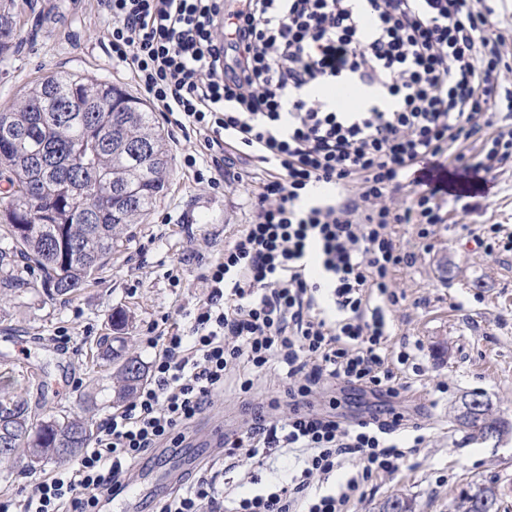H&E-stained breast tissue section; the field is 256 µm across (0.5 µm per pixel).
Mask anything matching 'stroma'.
Here are the masks:
<instances>
[{"mask_svg":"<svg viewBox=\"0 0 512 512\" xmlns=\"http://www.w3.org/2000/svg\"><path fill=\"white\" fill-rule=\"evenodd\" d=\"M10 7L16 47L0 57V112L54 72H76L140 95L129 71L112 59L107 20L94 0H10ZM160 126L169 179L104 270L66 300L47 296L37 282L0 288V382L10 383L32 419L78 416L98 430L117 398L116 364L99 346L112 333V313L123 311L129 319L113 349L152 366L150 337L206 297L209 263L249 217L244 190L195 180L184 165L190 143L168 121ZM467 185L470 197L449 203L448 222L429 244H419L410 228L397 232L417 261L395 276L401 299L392 343L413 346L419 373H408L409 389L398 398L357 390L339 395L348 413L392 407L425 425L428 435L399 472L374 481L361 512H380L393 496L412 501L415 512H453L462 490L491 482L504 488L499 512H512V434L494 446L480 443L454 418L462 395L478 391L512 423V254H487L472 237L483 224L512 232V160L469 175ZM63 333L70 337L64 347L56 340ZM441 380L447 392L436 391ZM235 389L234 380H226L211 412L197 422L186 455H205L215 426L227 432L243 427L249 411ZM57 467L17 454L0 463V497L31 488Z\"/></svg>","mask_w":512,"mask_h":512,"instance_id":"obj_1","label":"stroma"}]
</instances>
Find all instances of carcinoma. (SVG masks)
Returning a JSON list of instances; mask_svg holds the SVG:
<instances>
[{"mask_svg":"<svg viewBox=\"0 0 512 512\" xmlns=\"http://www.w3.org/2000/svg\"><path fill=\"white\" fill-rule=\"evenodd\" d=\"M16 35L11 8H0V56L9 53ZM90 105L92 112H70L75 103ZM6 159L0 160V177L10 186L8 199L0 201V287L27 285L22 273L39 277L56 295L81 288L107 265L118 240L140 223L163 191L168 170L165 139L154 113L138 97L108 82L76 73L52 74L30 88L10 112H0V141ZM40 182L48 190L70 182L83 190L81 205L93 215L86 224L68 202L53 208L29 193ZM32 225L29 234L20 225ZM51 248L54 260L42 259ZM118 400L134 393L147 377L136 357L121 358ZM459 425L475 440L487 432L497 436L512 432L485 395H466L457 415ZM0 431L10 448L0 446V461L24 447L30 460L52 458L62 446L86 447L90 430L78 418L60 423L50 417L38 423L21 403L0 396ZM498 487L477 486L461 492L455 512H498Z\"/></svg>","mask_w":512,"mask_h":512,"instance_id":"obj_1","label":"carcinoma"}]
</instances>
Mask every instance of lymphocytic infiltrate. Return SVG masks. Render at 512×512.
Segmentation results:
<instances>
[{"label":"lymphocytic infiltrate","mask_w":512,"mask_h":512,"mask_svg":"<svg viewBox=\"0 0 512 512\" xmlns=\"http://www.w3.org/2000/svg\"><path fill=\"white\" fill-rule=\"evenodd\" d=\"M112 57L224 178L225 149L246 158L233 179L253 205L211 264L186 325L162 333L154 378L102 424L79 459L0 512H98L158 448H180L234 378L250 407L224 434L228 461L262 467L276 448L296 468L235 498L203 464L152 512H350L377 477L396 473L425 436L395 409L338 414L337 387L399 397L413 356L393 349V277L415 256L395 228L431 237L448 213L447 169L481 117L512 112L495 11L473 0H97ZM362 92L353 109L313 96ZM277 372L279 394L255 395ZM337 485H330V477Z\"/></svg>","instance_id":"obj_1"}]
</instances>
